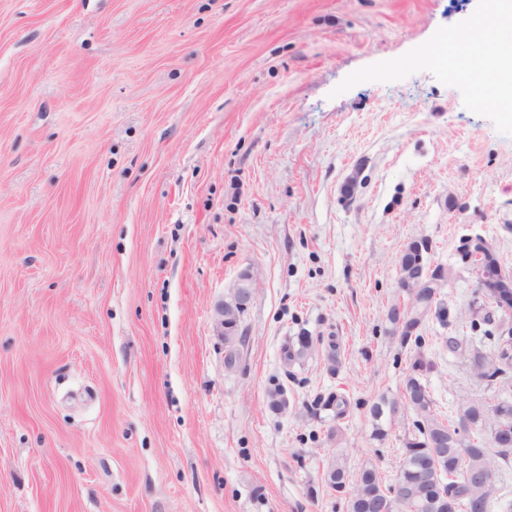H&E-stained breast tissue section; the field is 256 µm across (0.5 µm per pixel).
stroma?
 <instances>
[{"mask_svg":"<svg viewBox=\"0 0 512 512\" xmlns=\"http://www.w3.org/2000/svg\"><path fill=\"white\" fill-rule=\"evenodd\" d=\"M493 11L512 0H0V512H347L327 468L392 482L416 416L380 443L368 407L415 356L444 419L512 400V369L477 367L512 312L469 269L420 345L387 319L411 240L447 264L470 226L512 271V113L426 55ZM244 274L229 366L215 308ZM481 437L488 512H512V454Z\"/></svg>","mask_w":512,"mask_h":512,"instance_id":"35a3bbf8","label":"stroma"}]
</instances>
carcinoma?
I'll return each mask as SVG.
<instances>
[{"instance_id": "obj_1", "label": "carcinoma", "mask_w": 512, "mask_h": 512, "mask_svg": "<svg viewBox=\"0 0 512 512\" xmlns=\"http://www.w3.org/2000/svg\"><path fill=\"white\" fill-rule=\"evenodd\" d=\"M467 254H475L488 268L503 269L495 249L478 237L469 244ZM402 290L409 299V310L391 308L389 321L399 335L401 346L420 345L419 330L430 316L442 325L449 323L450 310L436 300L431 289L442 287L449 278L448 266L428 262V251H407L400 256ZM313 339L301 334L288 344L283 359L291 363L303 358ZM425 367L422 357L412 363L398 398L380 397L369 407L371 437L383 441L387 426L406 407L417 416L416 432L404 442V452L396 480L384 485L376 469L365 465L352 475L344 458L338 456L327 470V483L341 494L350 489L347 512H487L494 493L485 475L493 461L483 442L474 433L491 429L494 442L499 437H512V401L502 400L487 407L472 399H463L453 422L439 417L427 384L422 381Z\"/></svg>"}]
</instances>
